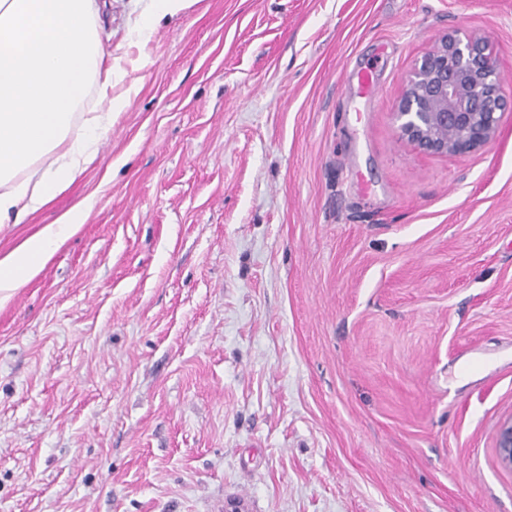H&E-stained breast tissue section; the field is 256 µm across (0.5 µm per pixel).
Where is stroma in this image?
Returning a JSON list of instances; mask_svg holds the SVG:
<instances>
[{
	"label": "stroma",
	"mask_w": 512,
	"mask_h": 512,
	"mask_svg": "<svg viewBox=\"0 0 512 512\" xmlns=\"http://www.w3.org/2000/svg\"><path fill=\"white\" fill-rule=\"evenodd\" d=\"M107 2L139 92L0 227L95 197L0 309V512H512V109L453 155L396 115L460 29L512 98V0H194L144 43ZM496 453L500 465L512 471V419L503 423L497 432Z\"/></svg>",
	"instance_id": "obj_1"
}]
</instances>
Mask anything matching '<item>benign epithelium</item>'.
<instances>
[{
  "mask_svg": "<svg viewBox=\"0 0 512 512\" xmlns=\"http://www.w3.org/2000/svg\"><path fill=\"white\" fill-rule=\"evenodd\" d=\"M511 107L493 47L480 36L455 31L415 67L398 105L399 132L424 153L467 152L495 137L499 114ZM496 453L512 471V419L497 432Z\"/></svg>",
  "mask_w": 512,
  "mask_h": 512,
  "instance_id": "7a95c632",
  "label": "benign epithelium"
}]
</instances>
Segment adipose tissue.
I'll return each mask as SVG.
<instances>
[{"label":"adipose tissue","instance_id":"1","mask_svg":"<svg viewBox=\"0 0 512 512\" xmlns=\"http://www.w3.org/2000/svg\"><path fill=\"white\" fill-rule=\"evenodd\" d=\"M190 0H149L130 34L148 41ZM102 0H0V224L42 210L96 156L115 118L137 94L121 59H107ZM122 92H115V85ZM102 108L84 111L89 96ZM82 201L0 259V308L83 224Z\"/></svg>","mask_w":512,"mask_h":512}]
</instances>
